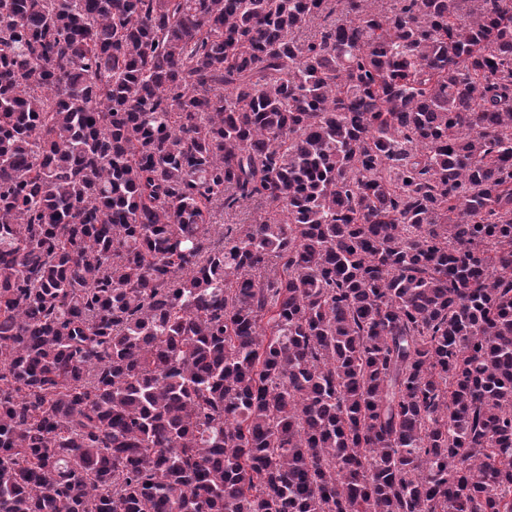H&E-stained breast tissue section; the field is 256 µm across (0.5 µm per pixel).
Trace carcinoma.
Here are the masks:
<instances>
[{
  "mask_svg": "<svg viewBox=\"0 0 512 512\" xmlns=\"http://www.w3.org/2000/svg\"><path fill=\"white\" fill-rule=\"evenodd\" d=\"M375 2L0 0V512H512V0Z\"/></svg>",
  "mask_w": 512,
  "mask_h": 512,
  "instance_id": "1",
  "label": "carcinoma"
}]
</instances>
